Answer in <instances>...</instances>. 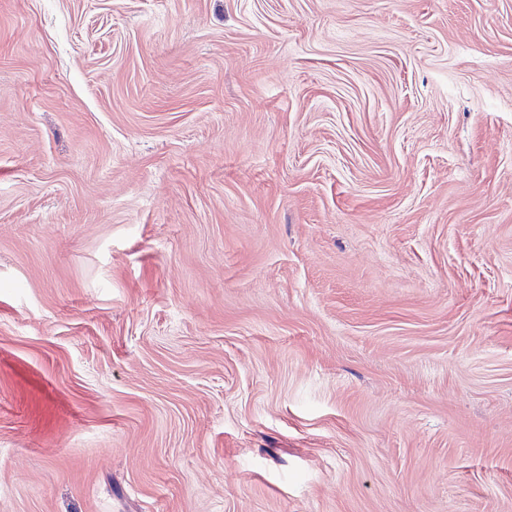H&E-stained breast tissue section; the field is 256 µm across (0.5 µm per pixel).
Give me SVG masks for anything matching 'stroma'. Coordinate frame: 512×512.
I'll return each instance as SVG.
<instances>
[{"label": "stroma", "mask_w": 512, "mask_h": 512, "mask_svg": "<svg viewBox=\"0 0 512 512\" xmlns=\"http://www.w3.org/2000/svg\"><path fill=\"white\" fill-rule=\"evenodd\" d=\"M0 512H512V0H0Z\"/></svg>", "instance_id": "stroma-1"}]
</instances>
